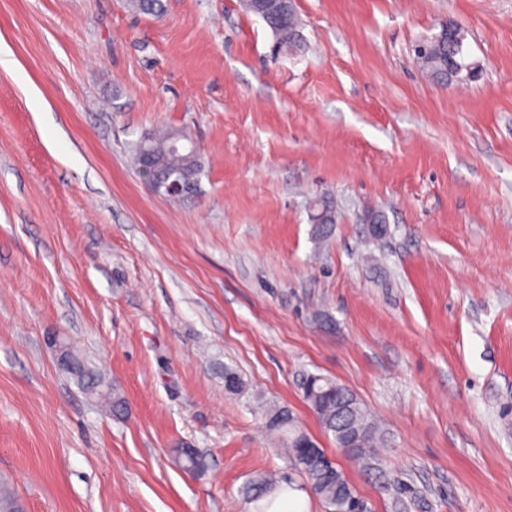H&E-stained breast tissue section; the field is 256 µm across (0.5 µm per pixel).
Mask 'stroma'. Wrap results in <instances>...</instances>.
I'll return each mask as SVG.
<instances>
[{"label": "stroma", "instance_id": "obj_1", "mask_svg": "<svg viewBox=\"0 0 512 512\" xmlns=\"http://www.w3.org/2000/svg\"><path fill=\"white\" fill-rule=\"evenodd\" d=\"M163 3L0 0V486L25 512H257L271 472L325 512L262 400L368 512H512V0H295L280 52L242 0ZM451 21L476 75L448 83L415 49ZM156 128L191 136L192 195L133 166ZM310 374L382 425L369 460L323 432ZM315 201L317 203L315 204V208L313 209V214H321L320 217L326 224H315L314 233L318 239L323 240L329 236L331 232L330 224H333L335 221L333 202L327 199L326 197H320ZM75 359V365L70 369V373L77 379L82 387L96 397L105 405L109 406L113 413L121 414L125 410V402L123 399L111 391V388L106 385L103 379L95 374L88 364L71 352Z\"/></svg>", "mask_w": 512, "mask_h": 512}]
</instances>
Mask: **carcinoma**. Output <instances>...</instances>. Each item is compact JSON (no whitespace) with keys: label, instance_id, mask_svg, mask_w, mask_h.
<instances>
[{"label":"carcinoma","instance_id":"cac0c4a2","mask_svg":"<svg viewBox=\"0 0 512 512\" xmlns=\"http://www.w3.org/2000/svg\"><path fill=\"white\" fill-rule=\"evenodd\" d=\"M246 11L258 16L253 4L244 2ZM262 16V15H260ZM262 20L277 37L278 47H292L295 44L297 16L294 7L283 5L274 8L262 16ZM464 40L462 31H457L452 41H433L427 43L428 52L418 58L424 69L440 81L453 82L463 78V72L470 70L469 64L455 58L454 42ZM187 139L181 133H154L143 136L133 150V160L137 168H142L144 158H149L154 169L173 178L194 179L201 164L195 147L188 151H176L172 144ZM314 214L321 215L323 223L314 225V233L320 240L327 238L331 224L335 221L333 202L325 197L316 199ZM70 373L82 387L96 397L112 412L120 414L125 410L123 399L111 391L103 379L95 374L88 364L75 358V365ZM304 398L316 414L321 426L330 434L338 448H343L345 436L356 431L360 433V448L371 453L377 446L380 430L377 421L367 412L354 395L338 382L322 375L312 374L304 383ZM266 427L279 435L289 455L308 477L313 490L324 500L327 512H344L348 509L355 492L342 471L337 476L324 475V449L313 445L309 450L297 447L310 437L302 432L290 418L291 412L285 406L260 404ZM182 466L188 470H200L204 467L203 459L192 448L178 450ZM274 490L273 483L267 479L254 480L244 489L246 497L259 501Z\"/></svg>","mask_w":512,"mask_h":512}]
</instances>
